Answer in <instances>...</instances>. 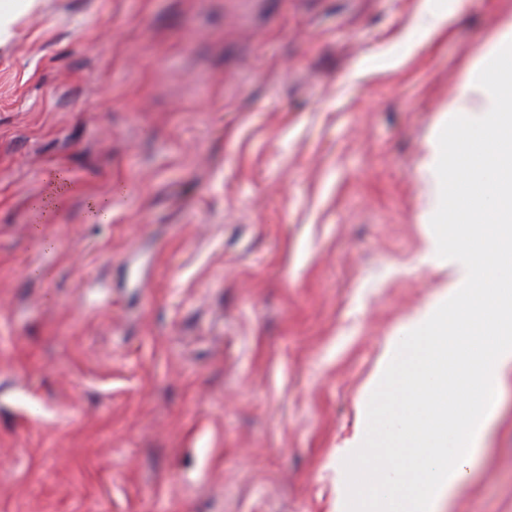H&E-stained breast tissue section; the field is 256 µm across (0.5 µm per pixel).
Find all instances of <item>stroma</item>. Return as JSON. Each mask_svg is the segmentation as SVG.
I'll return each instance as SVG.
<instances>
[{
    "label": "stroma",
    "instance_id": "1",
    "mask_svg": "<svg viewBox=\"0 0 512 512\" xmlns=\"http://www.w3.org/2000/svg\"><path fill=\"white\" fill-rule=\"evenodd\" d=\"M35 0L0 42V512H339L512 0ZM80 191L54 202V180ZM122 190L111 222L87 196ZM439 512H512V374Z\"/></svg>",
    "mask_w": 512,
    "mask_h": 512
}]
</instances>
